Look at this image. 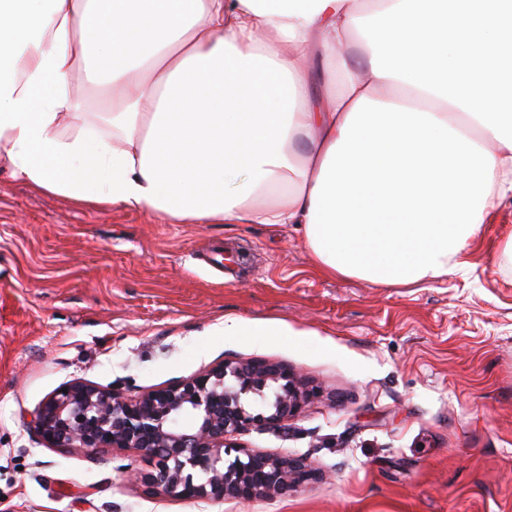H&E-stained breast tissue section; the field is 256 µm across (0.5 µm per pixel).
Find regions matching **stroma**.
<instances>
[{"mask_svg":"<svg viewBox=\"0 0 512 512\" xmlns=\"http://www.w3.org/2000/svg\"><path fill=\"white\" fill-rule=\"evenodd\" d=\"M512 199L467 265L415 287L331 278L293 224H171L90 209L0 168V512H512ZM275 323L221 337L214 324ZM225 359L321 386L287 433L249 448L326 479L284 498L169 501L132 485L137 453L41 445L32 413L84 379L129 395Z\"/></svg>","mask_w":512,"mask_h":512,"instance_id":"1","label":"stroma"}]
</instances>
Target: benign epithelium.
Segmentation results:
<instances>
[{"instance_id":"benign-epithelium-1","label":"benign epithelium","mask_w":512,"mask_h":512,"mask_svg":"<svg viewBox=\"0 0 512 512\" xmlns=\"http://www.w3.org/2000/svg\"><path fill=\"white\" fill-rule=\"evenodd\" d=\"M33 413L49 449L88 455L131 449L147 468L129 481L171 501L248 504L285 497L322 476L306 456L253 451L240 437L288 433V422L323 397L285 364L223 360L198 375L131 397L76 379Z\"/></svg>"}]
</instances>
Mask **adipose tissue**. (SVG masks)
Wrapping results in <instances>:
<instances>
[{
  "instance_id": "1",
  "label": "adipose tissue",
  "mask_w": 512,
  "mask_h": 512,
  "mask_svg": "<svg viewBox=\"0 0 512 512\" xmlns=\"http://www.w3.org/2000/svg\"><path fill=\"white\" fill-rule=\"evenodd\" d=\"M376 2L0 0V164L91 208L299 225L335 278L442 280L512 194V0Z\"/></svg>"
}]
</instances>
